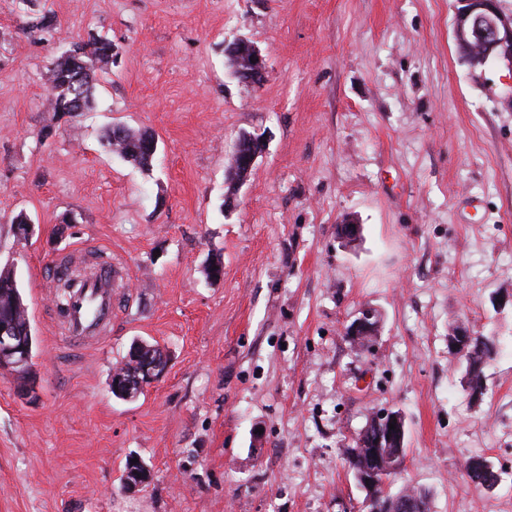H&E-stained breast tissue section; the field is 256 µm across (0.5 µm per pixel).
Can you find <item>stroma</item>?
I'll return each instance as SVG.
<instances>
[{"label":"stroma","mask_w":512,"mask_h":512,"mask_svg":"<svg viewBox=\"0 0 512 512\" xmlns=\"http://www.w3.org/2000/svg\"><path fill=\"white\" fill-rule=\"evenodd\" d=\"M457 0H0V267L28 306L40 399L0 374V512H362L349 473L371 411L400 412L431 512H512V69L474 67ZM52 17L59 37L29 32ZM267 64L240 81L224 46ZM110 40L88 112L45 106L49 61ZM115 125L158 139L152 170L109 154ZM266 149L234 204L240 133ZM33 232L18 241L13 214ZM362 226L343 247L336 226ZM112 253V324L74 344L52 301L56 261ZM221 259L223 275L203 268ZM381 313L362 349L342 334ZM493 337L472 399L448 329ZM165 374L109 388L132 341ZM150 471L122 487L126 460ZM493 463L491 489L463 464ZM244 43L249 44L251 46L256 57L258 58L259 64L253 70L240 71L235 74L242 82L251 84L253 86H258V85L262 84V82L265 80L266 73H267L265 60H264V57L261 54L260 50L246 38H239V39L235 40L234 42L227 44L225 46V53H226V55L234 54L235 51L238 49V47H240ZM381 315L377 309L370 306L361 307L355 318L344 327L343 333L352 343L359 346L373 341L380 332Z\"/></svg>","instance_id":"1"}]
</instances>
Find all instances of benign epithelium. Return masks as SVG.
Instances as JSON below:
<instances>
[{
    "label": "benign epithelium",
    "instance_id": "7a95c632",
    "mask_svg": "<svg viewBox=\"0 0 512 512\" xmlns=\"http://www.w3.org/2000/svg\"><path fill=\"white\" fill-rule=\"evenodd\" d=\"M454 23V36L459 52L475 65L503 63L512 69V19L503 16L497 6V0H459ZM259 64L253 70L240 71L237 77L244 83L258 86L266 77V65L263 55L257 47H252ZM260 149L245 151L242 139H237L234 153H242L247 168L255 166L265 148L264 138H258ZM361 237V225L346 221L338 225L337 238L344 244L354 243ZM381 315L373 307L358 309L355 318L344 327L343 333L352 343L360 345L374 340L380 332ZM31 336L19 333L12 325L0 324V373L18 377L27 368ZM167 353L155 358H146L137 370L131 372L125 383L123 398L131 399L142 387L156 380L167 368ZM374 430H363L358 447L371 449L370 468L365 473L355 474L359 487L365 492V512H392L382 507V499L388 498V485L391 479L400 473L404 463L402 453L389 455L383 451V440H396L398 448L406 443L405 420L400 413L388 411L375 412L370 416ZM394 429H389L390 424ZM427 499L416 494L403 496L400 500L401 512H425Z\"/></svg>",
    "mask_w": 512,
    "mask_h": 512
}]
</instances>
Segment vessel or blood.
<instances>
[{
	"instance_id": "b4317fda",
	"label": "vessel or blood",
	"mask_w": 512,
	"mask_h": 512,
	"mask_svg": "<svg viewBox=\"0 0 512 512\" xmlns=\"http://www.w3.org/2000/svg\"><path fill=\"white\" fill-rule=\"evenodd\" d=\"M114 278L112 267L107 264L75 289L66 324L76 342L83 344L98 338L111 323Z\"/></svg>"
}]
</instances>
